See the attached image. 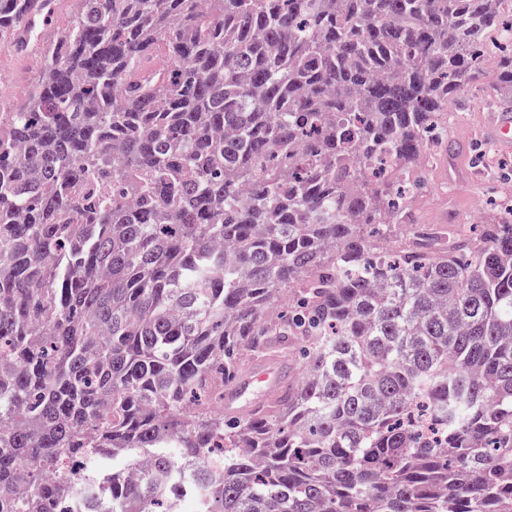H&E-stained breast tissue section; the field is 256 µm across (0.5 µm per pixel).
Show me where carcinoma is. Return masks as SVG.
<instances>
[{"mask_svg":"<svg viewBox=\"0 0 512 512\" xmlns=\"http://www.w3.org/2000/svg\"><path fill=\"white\" fill-rule=\"evenodd\" d=\"M76 2L0 111V512H512V204L375 247L503 0ZM256 385L261 388V395H263L262 400L257 403L276 397L282 387L280 367L278 365L276 367H262L257 369L255 372L253 371L249 375L235 381L231 385L229 392L226 394L225 407L228 409H234L233 406L238 405L235 408L241 412H244L248 409V407L257 404L254 403L246 406L241 405L238 401L242 398L250 396Z\"/></svg>","mask_w":512,"mask_h":512,"instance_id":"cac0c4a2","label":"carcinoma"}]
</instances>
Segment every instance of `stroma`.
Listing matches in <instances>:
<instances>
[{
  "mask_svg": "<svg viewBox=\"0 0 512 512\" xmlns=\"http://www.w3.org/2000/svg\"><path fill=\"white\" fill-rule=\"evenodd\" d=\"M74 0H55L56 22L43 39L26 52L0 47V105L12 109L37 80L50 40L67 27L74 15ZM500 57L489 48L483 68L459 101L448 106V146L435 148L421 173L414 210L418 223L432 221L433 211L446 209L448 222L476 234L484 221L495 219L497 208L512 199V152L499 151L477 137L490 113L500 111L490 85Z\"/></svg>",
  "mask_w": 512,
  "mask_h": 512,
  "instance_id": "35a3bbf8",
  "label": "stroma"
}]
</instances>
